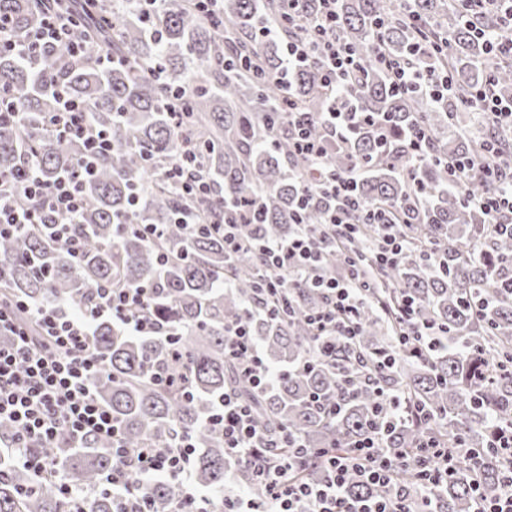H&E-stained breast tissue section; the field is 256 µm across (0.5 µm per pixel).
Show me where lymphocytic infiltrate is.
Here are the masks:
<instances>
[{"instance_id":"1","label":"lymphocytic infiltrate","mask_w":512,"mask_h":512,"mask_svg":"<svg viewBox=\"0 0 512 512\" xmlns=\"http://www.w3.org/2000/svg\"><path fill=\"white\" fill-rule=\"evenodd\" d=\"M71 20L57 12L46 13L41 27L24 41L15 40L7 21L0 19V46L18 49L32 56L58 41ZM325 62L326 83L354 77L353 52L346 46L320 38L289 41L283 51L275 84L279 92L292 87L294 71L312 55ZM56 107L49 114L51 127L83 141L85 154L78 168L61 171L53 181L41 179L35 162L29 161L9 172L0 171V238L10 237L21 228L48 224L65 239L72 259H79L84 241L73 236L71 225L79 223L84 209L80 183L97 159L110 148L104 131L92 127L85 107L61 88H54ZM195 152L184 146L180 161L162 169L161 175L186 198L207 193L206 182L193 169ZM484 168L496 182L493 190L464 188L467 205L481 212L498 235L512 234V157L488 149ZM356 176L347 173L320 183L321 189L339 205L327 213V223L340 235H349V216L360 207L355 194ZM265 273V293L276 302H285V291L301 279L309 265L317 261L319 250L306 234L297 233L283 240L259 246ZM328 297L327 306L309 320L319 341L321 355H329L333 338L349 339L359 334L358 308L361 298L350 278L331 275L319 280ZM154 292L149 288H105L91 310L67 311L62 306L38 300L0 304V423H8L13 435L9 447L19 449L16 461L42 477L57 470L56 461L41 455V448L67 434L72 447H85L87 440L105 438L112 443L115 465L106 479L117 512H150L148 486L156 477H166L176 489L173 512H210V499L191 480L194 446L181 438L172 446L153 444L143 448L125 447L111 410L95 394L93 379L101 369L90 338L101 320L119 322L135 336L156 335L160 328L150 313ZM226 354L254 387L265 390L276 379L275 370L262 355L258 340L246 326L226 328ZM205 425L220 430L224 448L250 465L251 481L260 496L230 492L224 496V512H435L432 495L435 486L447 482L453 473L447 446L435 440L424 443L416 472L418 493L398 489L396 502L351 496V477L386 485L393 476V460L377 437L357 440L351 453L336 455L320 450L326 474L321 481L291 478L293 459L272 455L271 447L284 448L287 438L271 440L263 435L252 409L233 395H225L205 418ZM134 468L136 479L125 476Z\"/></svg>"}]
</instances>
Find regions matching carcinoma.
<instances>
[{
  "instance_id": "1",
  "label": "carcinoma",
  "mask_w": 512,
  "mask_h": 512,
  "mask_svg": "<svg viewBox=\"0 0 512 512\" xmlns=\"http://www.w3.org/2000/svg\"><path fill=\"white\" fill-rule=\"evenodd\" d=\"M316 6V0H301L290 19L288 0H220L207 8L195 0H159L148 13L136 0H98L72 12L68 36L38 56L0 50V98L14 112L0 120V170H12L33 152L41 177L50 181L84 154L82 141L44 121L54 109L49 86L57 80L85 104L112 145L82 182L86 205L73 226L85 241L80 259L72 260L44 226H29L0 239V264L10 269L0 293L8 301L61 302L79 311L107 285L157 289L153 317L173 335L131 336L110 321L98 322L91 346L103 368L94 388L118 422L125 447L191 437L195 483L214 494L218 512H224L228 471H239L241 484L250 485L244 461L225 457L222 433L203 424L224 393L247 403L269 436L288 431L299 437L302 447L284 452L303 461L293 475L316 481L323 470L314 451H350L370 431L374 412L387 409L382 390L425 413L419 424L404 420L382 433V445L409 448L427 435L448 442L456 465L448 484L434 490L437 510L481 512L482 497L501 490L491 432L512 428V372L506 370L512 364V296L497 288L496 275L512 267V235L485 234V217L448 180V160L475 161L483 152L490 137L474 129L468 99L490 67L496 93L512 97V66L493 65L489 42L475 34L477 28L492 30L495 19L468 13L455 0H338L336 25L327 36L354 50L356 77L326 87L324 63L311 59L294 75L288 109L273 84L282 42L315 34ZM56 7L69 5L0 0V16L25 36L40 26L44 10ZM265 28L279 38L260 35ZM422 34L448 40L449 52L425 65L449 75V96L432 100L420 90L399 91L377 60L381 51L420 63L414 45ZM76 44L82 56L72 58ZM104 50L116 58L107 70L96 66ZM176 94L183 95L186 112L179 127L167 115ZM345 97L357 112L388 118V139L360 123L345 141L329 144L326 169L339 175L366 163V175L357 180L363 205L401 217L404 246L393 267L376 263L379 230L365 212L352 214L355 233L334 244L324 224L332 198L305 200L307 160L294 152L284 112L308 113L311 135L326 142L319 113ZM419 123L432 160L415 167L411 181L403 171L412 165L409 143ZM187 138L209 187L191 202L158 177L179 158ZM467 185L497 187L478 164L467 171ZM255 198L261 219L240 227L241 249L232 257L222 237L178 221L188 207L203 222L219 220L225 205ZM120 221L157 224L162 237L152 242L122 234L115 227ZM300 224L324 248L321 272L342 274L353 262L359 279L378 285L360 309L361 335L354 341L336 337L332 359L320 357L305 319L328 302L310 284L314 274L290 289L285 307L269 313L259 301L257 244L285 239ZM432 247L436 259L424 260ZM224 281L229 287H222ZM403 296L413 298V319L438 333L424 357L398 348L395 304ZM477 304L485 308L482 320L474 314ZM232 323L245 324L279 370L272 388H254L224 356V328ZM385 351L395 353L396 363L380 372L376 361ZM315 395L342 400L340 413L325 414L311 402ZM41 453L59 463L58 477L38 478L0 456V512H71L62 483L86 497L88 512H113L112 494L102 487L112 472L110 442L96 439L72 449L63 434ZM396 464L393 484L367 486L353 478L349 491L393 498L402 484L414 489L411 461ZM148 493L152 512H169L175 496L169 481H152Z\"/></svg>"
}]
</instances>
